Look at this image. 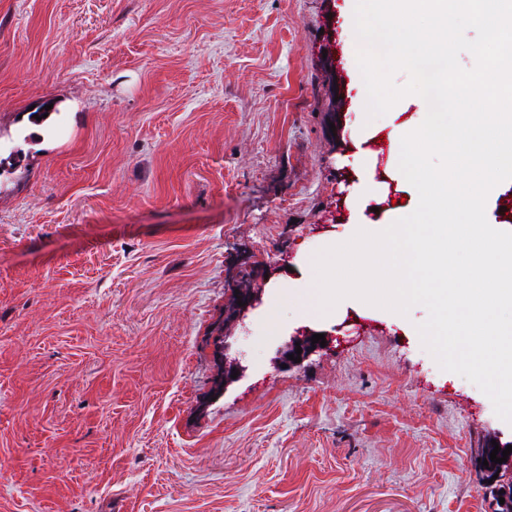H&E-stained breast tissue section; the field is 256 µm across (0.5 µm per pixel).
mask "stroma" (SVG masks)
Here are the masks:
<instances>
[{"label":"stroma","instance_id":"35a3bbf8","mask_svg":"<svg viewBox=\"0 0 512 512\" xmlns=\"http://www.w3.org/2000/svg\"><path fill=\"white\" fill-rule=\"evenodd\" d=\"M344 4L0 0V512H493L473 461L512 425L423 306L273 295L349 218L352 125L422 108L367 119Z\"/></svg>","mask_w":512,"mask_h":512}]
</instances>
